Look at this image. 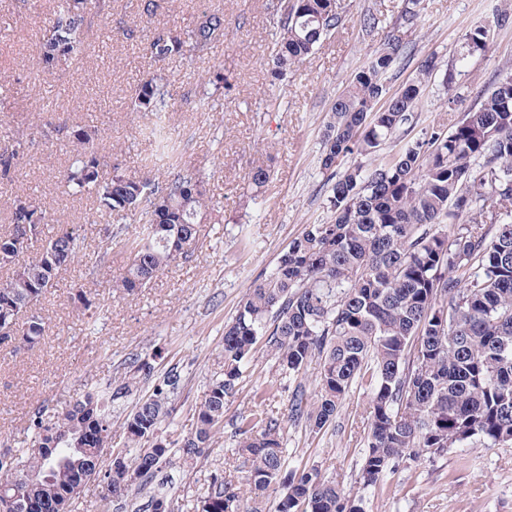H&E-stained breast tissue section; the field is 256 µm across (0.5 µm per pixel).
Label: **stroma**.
Returning a JSON list of instances; mask_svg holds the SVG:
<instances>
[{
  "label": "stroma",
  "instance_id": "obj_1",
  "mask_svg": "<svg viewBox=\"0 0 512 512\" xmlns=\"http://www.w3.org/2000/svg\"><path fill=\"white\" fill-rule=\"evenodd\" d=\"M159 20L191 26L202 13L224 12V36L210 49L183 63L166 67L177 104L168 128L185 162L200 165L205 180L221 204L202 226V249L179 266L159 275L135 295L110 294V282L126 269L122 238L106 252L80 255L47 294L41 315L47 331L40 345L12 352L0 347V449L26 436L28 420L37 407H63L92 388L108 385L125 374L134 359L148 360L156 373L175 368L183 386L168 406L160 431L178 441L191 432L193 413L208 382L223 372L219 352L224 326L236 314L251 282L274 267L289 242L306 225L322 224L331 212L318 157L331 107L358 68L384 41L387 31L362 36L358 20L364 10L377 8L394 21L400 0H338L344 26L326 40L286 85L268 81V58L277 30L276 0H156ZM9 24L0 26V130L34 122L32 105L54 113L69 129L94 123L97 149L129 173H140V158L148 143L136 139L141 114L130 111L131 96L148 68L142 46L153 25L142 17L136 0H112V30L92 22L83 53L59 68L34 64L36 33L52 7L50 0H6ZM503 0H422L423 26L410 34L411 52L387 73L390 89L415 77L429 54L451 60L467 30L503 9ZM512 61V28L471 58L454 88L442 78L428 82L418 112V129H447ZM223 63L232 85L220 112L196 110L197 71ZM458 93L457 110L444 101ZM66 148L39 145L18 166L16 193L43 199L52 217L82 224L89 244L102 238L94 224L90 200L63 195L61 180L68 164ZM258 164L269 166L272 181L252 193L248 173ZM104 308L88 321L76 312L77 294ZM318 360H311L294 377H282L264 345L255 355L229 398L224 432L207 457L196 464L175 461L157 475L172 498L185 505L206 487L211 473L225 469L244 497L252 492L242 469L225 466L227 448L236 442L237 422L254 407L257 388L281 382L269 404L286 419L296 386L315 392ZM369 395L354 386L328 427L314 434L287 423L284 444L293 464L318 469L326 480L357 492L368 433ZM366 512H512V447L480 445L455 448L437 458L406 461L390 473L380 488L363 492Z\"/></svg>",
  "mask_w": 512,
  "mask_h": 512
}]
</instances>
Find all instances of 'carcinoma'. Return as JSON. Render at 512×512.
<instances>
[{
	"label": "carcinoma",
	"instance_id": "cac0c4a2",
	"mask_svg": "<svg viewBox=\"0 0 512 512\" xmlns=\"http://www.w3.org/2000/svg\"><path fill=\"white\" fill-rule=\"evenodd\" d=\"M279 36L268 74L271 85L288 78L344 23L336 0H278ZM112 0H54L33 60L45 68L63 65L84 49V32L97 19L108 26ZM421 22L420 0H401L384 42L356 69L331 108L325 126L320 169L326 174L330 221L310 224L293 238L271 271L255 279L237 314L224 325L222 377L211 380L193 413L194 427L179 442L158 436L165 405L183 380L171 369L154 377V365L133 361L135 373L154 379L123 423L124 444L112 447V410L132 394L134 379L119 376L107 387L85 392L68 405L40 406L27 427L30 444L12 452L34 479L0 463V493L20 490L48 506L70 512L74 478L112 486L117 510L141 508L129 500L144 491L156 471L178 457L205 456L224 429L227 398L259 340L282 375L299 374L306 362L321 360L319 389L308 399L296 387L289 399L290 421L318 433L329 425L362 373H368L370 419L362 490L377 486L408 459L442 457L451 448L480 444L512 446V65L495 78L478 102L464 111L450 133L431 128L407 140L395 156L383 146L413 125L426 81L441 68L431 54L415 78L389 93L385 75L407 53L400 34ZM383 20L366 11L361 31L373 35ZM512 26V10L466 31L446 83L466 71L477 53ZM224 36V12L206 13L192 28L174 22L154 27L145 51L156 65L192 57ZM218 71L198 75L199 108L220 112L231 84ZM171 82L159 70L144 78L130 109L152 116L137 127L155 144L144 157L146 175L126 173L112 156L94 148L97 130L84 126L69 137L48 115L25 129L0 135V184L11 183L22 153L38 142H66L69 163L63 193L94 197L102 216L138 218L139 230L124 239L126 270L112 285L132 295L202 246L201 224L214 209L200 169L181 162L179 146L167 135L165 117L174 111ZM376 159L371 168L350 156ZM248 179L260 192L271 169L252 167ZM11 212V229L0 233V267H12L0 282V310L12 305L23 326L15 349L33 348L46 332L40 304L63 273L74 267L85 236L80 224L47 230L50 214L36 195L0 191ZM461 222L448 231V218ZM255 394V409L239 419L231 459L247 464V482L258 490L282 486L275 512H362V497L351 496L316 469L293 467L284 448V423ZM76 439L103 433V447L70 448L53 433ZM147 509L174 512L168 493L151 491ZM194 512H261L247 507L240 489L214 473Z\"/></svg>",
	"mask_w": 512,
	"mask_h": 512
}]
</instances>
